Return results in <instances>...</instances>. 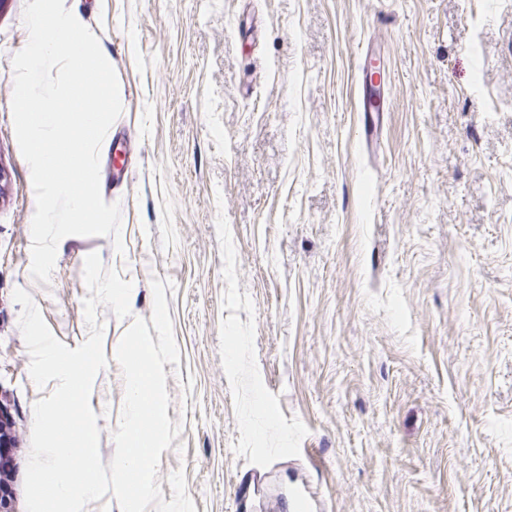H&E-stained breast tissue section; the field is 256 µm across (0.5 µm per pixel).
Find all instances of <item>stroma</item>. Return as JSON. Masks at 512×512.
Here are the masks:
<instances>
[{"label":"stroma","instance_id":"obj_1","mask_svg":"<svg viewBox=\"0 0 512 512\" xmlns=\"http://www.w3.org/2000/svg\"><path fill=\"white\" fill-rule=\"evenodd\" d=\"M26 0H0V405L24 481L37 387L15 289L53 335L88 337L85 257L132 281L98 306L107 365L90 405L110 463L116 351L166 291L185 472L196 512H512V0H65L114 67L100 150L122 249L68 236L31 275L36 209L17 143L12 59ZM380 56L376 149L361 139L359 53Z\"/></svg>","mask_w":512,"mask_h":512}]
</instances>
